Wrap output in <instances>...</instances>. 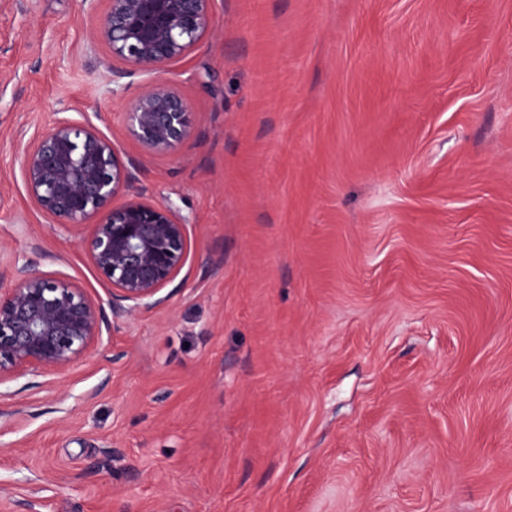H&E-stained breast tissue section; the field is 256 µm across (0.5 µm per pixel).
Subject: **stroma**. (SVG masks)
Masks as SVG:
<instances>
[{
  "mask_svg": "<svg viewBox=\"0 0 512 512\" xmlns=\"http://www.w3.org/2000/svg\"><path fill=\"white\" fill-rule=\"evenodd\" d=\"M107 0H0V284L106 297L18 165L86 113L172 200L189 268L105 350L8 383L0 512H512V0H216L160 74ZM187 100L180 155L127 112ZM128 114L132 134L152 152L177 155L190 138V106L165 81L148 85Z\"/></svg>",
  "mask_w": 512,
  "mask_h": 512,
  "instance_id": "stroma-1",
  "label": "stroma"
}]
</instances>
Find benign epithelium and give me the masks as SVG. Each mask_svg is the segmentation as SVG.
<instances>
[{
	"label": "benign epithelium",
	"instance_id": "obj_1",
	"mask_svg": "<svg viewBox=\"0 0 512 512\" xmlns=\"http://www.w3.org/2000/svg\"><path fill=\"white\" fill-rule=\"evenodd\" d=\"M93 35L110 58L159 73L211 32L215 0H107ZM132 134L148 150L176 155L190 138L186 99L157 80L129 112ZM20 168L34 204L62 231L90 226L83 250L111 299L103 303L63 274L25 260L13 285L0 286V385L26 373L58 374L103 347L115 316L161 305L162 290L191 259L190 225L170 201L114 199L133 181L112 144L85 116H60L24 146Z\"/></svg>",
	"mask_w": 512,
	"mask_h": 512
}]
</instances>
